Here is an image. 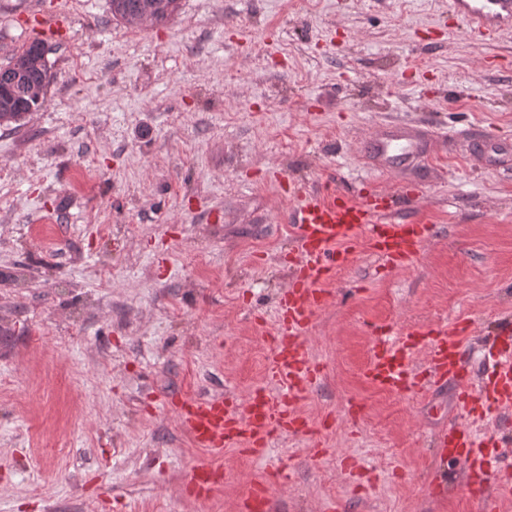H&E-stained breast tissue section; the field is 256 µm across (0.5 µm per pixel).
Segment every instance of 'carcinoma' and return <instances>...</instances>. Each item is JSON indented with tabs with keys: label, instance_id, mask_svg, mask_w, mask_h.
Returning <instances> with one entry per match:
<instances>
[{
	"label": "carcinoma",
	"instance_id": "1",
	"mask_svg": "<svg viewBox=\"0 0 512 512\" xmlns=\"http://www.w3.org/2000/svg\"><path fill=\"white\" fill-rule=\"evenodd\" d=\"M145 0H110L112 19L128 27L139 28L145 24L166 23L179 9V0H151L157 8L150 16H144L142 3ZM32 45H26L14 54L10 61L0 66V87H8V92H0V127L16 124L36 111L41 102L34 99L29 90L34 85L47 86L50 80V66L44 65L40 71L22 69L19 63L31 53Z\"/></svg>",
	"mask_w": 512,
	"mask_h": 512
}]
</instances>
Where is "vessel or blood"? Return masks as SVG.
Instances as JSON below:
<instances>
[{
    "label": "vessel or blood",
    "mask_w": 512,
    "mask_h": 512,
    "mask_svg": "<svg viewBox=\"0 0 512 512\" xmlns=\"http://www.w3.org/2000/svg\"><path fill=\"white\" fill-rule=\"evenodd\" d=\"M450 12L460 17L473 34L495 35L512 31V0H448ZM425 130L388 127L363 145L366 158L387 170L407 167L425 150ZM298 203L290 216L296 237L292 258L295 272L284 289L278 311L269 376L273 388H260L243 402L216 394L206 397H173L164 403L196 446L214 453L235 448L263 457L273 436L298 434L306 426L298 404L316 385L319 368L304 341L312 317L329 299L325 288L338 266L349 262L358 238L391 266H404L432 236V225L409 223L391 214L392 196L359 185L354 196L342 192L320 195L295 188ZM469 326L457 323L430 332L428 344L415 333L392 339L375 338L373 355L364 367L365 378L394 392L427 395L454 382L456 402L464 424L441 427V448L455 451L476 499L492 501L494 494L512 492V462L496 450L474 422L488 411L512 409V330L502 329L484 359L479 383H472L467 343ZM428 350V367L416 372L412 358L419 346ZM190 493L204 496L217 485L209 465L193 468L187 482Z\"/></svg>",
    "instance_id": "1"
}]
</instances>
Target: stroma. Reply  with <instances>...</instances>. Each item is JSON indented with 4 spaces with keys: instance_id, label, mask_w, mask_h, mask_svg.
Here are the masks:
<instances>
[{
    "instance_id": "obj_1",
    "label": "stroma",
    "mask_w": 512,
    "mask_h": 512,
    "mask_svg": "<svg viewBox=\"0 0 512 512\" xmlns=\"http://www.w3.org/2000/svg\"><path fill=\"white\" fill-rule=\"evenodd\" d=\"M36 12L68 22L41 107L0 128V512H240L282 464L270 512H512L435 451L452 386L400 400L361 374L377 328L467 321L477 363L512 322V161L470 140L512 142V31L468 35L448 0H181L135 29L109 0H0V65L41 37ZM391 125L441 137L385 170L362 144ZM410 181L423 197L396 216L432 238L399 268L359 244L306 336L320 376L299 410L325 455L197 447L160 404L268 386L289 183ZM198 463L228 475L203 498Z\"/></svg>"
}]
</instances>
